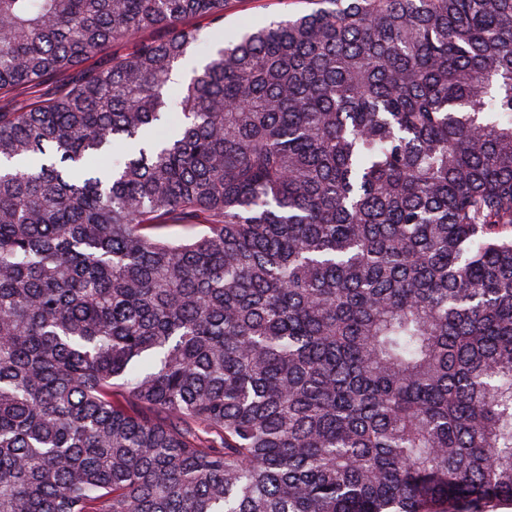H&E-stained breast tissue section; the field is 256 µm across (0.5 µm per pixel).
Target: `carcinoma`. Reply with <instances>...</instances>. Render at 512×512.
<instances>
[{"label": "carcinoma", "mask_w": 512, "mask_h": 512, "mask_svg": "<svg viewBox=\"0 0 512 512\" xmlns=\"http://www.w3.org/2000/svg\"><path fill=\"white\" fill-rule=\"evenodd\" d=\"M314 4L0 0V512L512 502V0ZM315 7L307 0H226L224 5V34L232 36L245 23L262 26L272 20L310 11Z\"/></svg>", "instance_id": "obj_1"}]
</instances>
